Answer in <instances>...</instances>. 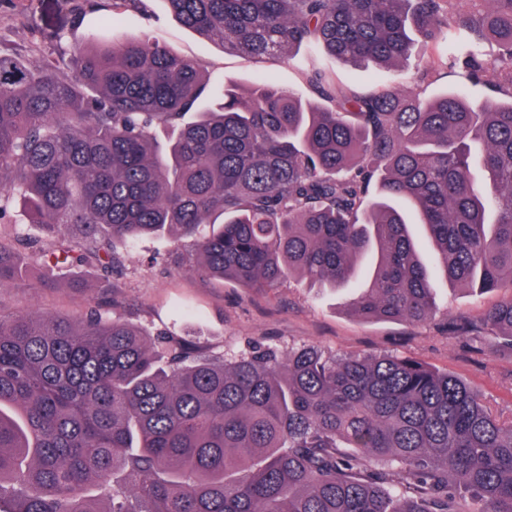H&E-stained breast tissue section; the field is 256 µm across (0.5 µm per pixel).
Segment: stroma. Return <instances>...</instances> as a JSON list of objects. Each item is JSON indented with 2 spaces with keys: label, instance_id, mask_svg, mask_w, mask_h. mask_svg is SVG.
I'll return each instance as SVG.
<instances>
[{
  "label": "stroma",
  "instance_id": "obj_1",
  "mask_svg": "<svg viewBox=\"0 0 512 512\" xmlns=\"http://www.w3.org/2000/svg\"><path fill=\"white\" fill-rule=\"evenodd\" d=\"M72 6L68 0H0V49L26 65L52 61L64 67L76 42L89 35L113 42L136 38L165 45L195 60L209 77L207 106L221 102L222 87H242L265 79L311 103L319 98L308 83L318 69L332 75L347 90L374 87L392 89L423 99L446 90L463 88L470 102L491 99L484 86L462 84L442 67L430 69L424 82L413 74L420 56L405 69L356 66L303 48L286 58L258 59L224 50L220 42L185 28L165 0H143L128 8L113 25H105L112 0H97L86 10L80 26H66ZM125 256L122 275L104 282L98 271L85 270V287L69 286L68 271H46L31 265L26 284L0 288V312H47L62 317L81 315L88 306L101 307L107 317L145 328L151 334H172L204 349L231 356L253 344L281 350L313 345L332 355L391 352L412 357L462 378L480 391L504 415H512V349L490 337L449 334V316L479 318L497 303L493 293H480L435 276L439 307L421 325L401 321L362 319L346 307L365 276L340 288H318L293 277L273 288L245 289L211 279L189 267L167 234L148 237L120 247ZM57 285L40 287L43 278Z\"/></svg>",
  "mask_w": 512,
  "mask_h": 512
}]
</instances>
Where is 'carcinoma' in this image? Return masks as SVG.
I'll return each instance as SVG.
<instances>
[{
	"mask_svg": "<svg viewBox=\"0 0 512 512\" xmlns=\"http://www.w3.org/2000/svg\"><path fill=\"white\" fill-rule=\"evenodd\" d=\"M166 2L233 52L388 68L420 46L496 98L313 71L322 108L259 81L214 111L199 65L158 43H78L65 69L0 52V220L19 202L40 231L0 239V288L25 281V255L110 277L116 244L176 228L202 274L242 288L340 287L374 251L349 310L422 324L432 272L407 205L446 280L501 295L449 327L512 346V0ZM0 512H512V416L388 352L226 358L95 311L0 315Z\"/></svg>",
	"mask_w": 512,
	"mask_h": 512,
	"instance_id": "1",
	"label": "carcinoma"
}]
</instances>
